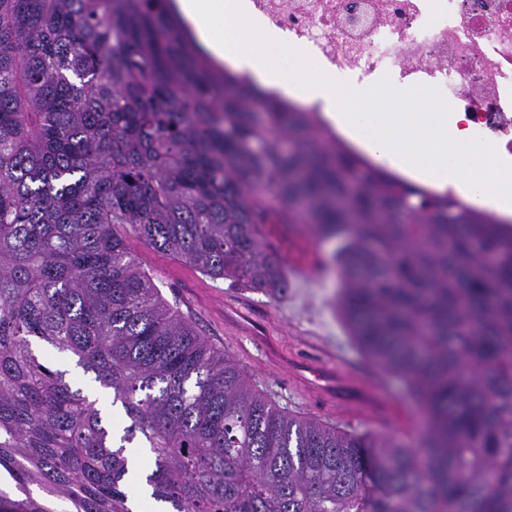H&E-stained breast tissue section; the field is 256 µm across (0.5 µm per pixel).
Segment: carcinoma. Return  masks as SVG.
I'll return each instance as SVG.
<instances>
[{
  "label": "carcinoma",
  "instance_id": "obj_1",
  "mask_svg": "<svg viewBox=\"0 0 512 512\" xmlns=\"http://www.w3.org/2000/svg\"><path fill=\"white\" fill-rule=\"evenodd\" d=\"M169 0H0V512H131L126 445L172 512H512V224L369 163L215 68ZM336 242L364 352L429 417L410 446L255 393L161 297L127 234L278 299L265 224ZM77 358L98 400L32 348ZM33 345L36 347L41 358L50 366L59 370H68L69 376L84 393L93 391L96 394L99 405L108 410L109 417L112 416V425L116 427H123L125 425L126 420L121 406L118 404L111 406L112 396L99 387L91 374H84L82 368L76 365L75 359L67 356L65 353L58 352L50 346L43 345L40 342H33Z\"/></svg>",
  "mask_w": 512,
  "mask_h": 512
}]
</instances>
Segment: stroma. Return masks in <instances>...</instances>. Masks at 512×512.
Segmentation results:
<instances>
[{
    "mask_svg": "<svg viewBox=\"0 0 512 512\" xmlns=\"http://www.w3.org/2000/svg\"><path fill=\"white\" fill-rule=\"evenodd\" d=\"M275 232V237H262L261 243L281 261L309 252L318 256L301 287L288 289L284 297L276 301L262 292L246 290L232 280L208 277L186 261L138 238H130L129 245L137 263L153 278L163 299L191 322L213 348L230 355L252 389L279 409L301 419L335 425V417L327 415L320 406L304 404L297 398L287 363L292 356L309 360L323 357L338 370L356 376L376 401L391 400L403 405L408 415L407 424L387 426L381 429V436L402 439L413 435L425 421L422 403L403 380L361 351L344 324L339 310L341 281L332 260L333 243L317 239L304 224H279ZM243 295L254 302L265 326V342L276 345L280 361L267 358L264 342L250 338L227 340L224 307L238 302ZM37 350L50 366L67 371L77 387L95 392L114 426H124L121 406L113 404L111 395L100 389L92 375L77 366L75 359L43 344L38 345Z\"/></svg>",
    "mask_w": 512,
    "mask_h": 512,
    "instance_id": "stroma-1",
    "label": "stroma"
}]
</instances>
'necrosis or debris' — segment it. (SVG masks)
Here are the masks:
<instances>
[{"label": "necrosis or debris", "instance_id": "obj_1", "mask_svg": "<svg viewBox=\"0 0 512 512\" xmlns=\"http://www.w3.org/2000/svg\"><path fill=\"white\" fill-rule=\"evenodd\" d=\"M289 50L357 86L381 81L464 113L512 157V0H250Z\"/></svg>", "mask_w": 512, "mask_h": 512}]
</instances>
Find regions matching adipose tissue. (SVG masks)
<instances>
[{
	"label": "adipose tissue",
	"mask_w": 512,
	"mask_h": 512,
	"mask_svg": "<svg viewBox=\"0 0 512 512\" xmlns=\"http://www.w3.org/2000/svg\"><path fill=\"white\" fill-rule=\"evenodd\" d=\"M194 41L216 62L248 75L260 88H278L322 116L351 147L376 166L415 184L454 189L480 208L512 215V164L492 146H473L458 112H374L368 97L343 76L298 62L297 72L276 65L283 53L279 34L267 29L248 0H175Z\"/></svg>",
	"instance_id": "obj_1"
}]
</instances>
